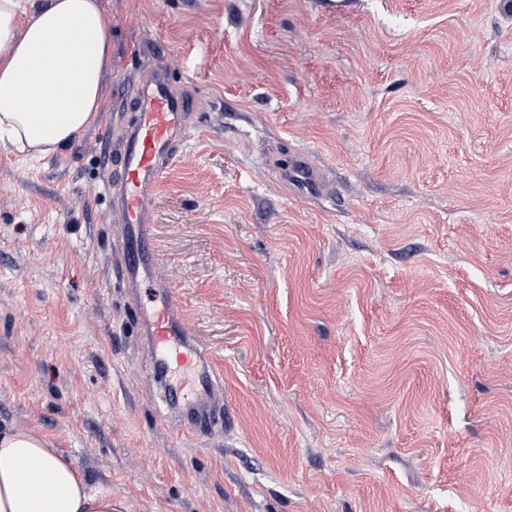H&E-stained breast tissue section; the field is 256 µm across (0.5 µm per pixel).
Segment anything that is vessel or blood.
<instances>
[{"label": "vessel or blood", "instance_id": "vessel-or-blood-1", "mask_svg": "<svg viewBox=\"0 0 512 512\" xmlns=\"http://www.w3.org/2000/svg\"><path fill=\"white\" fill-rule=\"evenodd\" d=\"M126 103L137 117L109 144L103 180L120 219L114 246L119 277L158 386L160 417L182 432L205 436L223 420V382L192 337L173 290L154 277L158 258L151 246L155 199L191 129L192 103L164 65L133 86ZM290 169L303 188L320 193L321 177L304 158L293 159Z\"/></svg>", "mask_w": 512, "mask_h": 512}]
</instances>
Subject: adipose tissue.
I'll return each instance as SVG.
<instances>
[{"label": "adipose tissue", "instance_id": "obj_1", "mask_svg": "<svg viewBox=\"0 0 512 512\" xmlns=\"http://www.w3.org/2000/svg\"><path fill=\"white\" fill-rule=\"evenodd\" d=\"M112 20L100 0H0V141L44 158L102 107ZM0 512H112L46 436L0 425Z\"/></svg>", "mask_w": 512, "mask_h": 512}]
</instances>
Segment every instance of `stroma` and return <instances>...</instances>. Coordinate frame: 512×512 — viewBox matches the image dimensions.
Instances as JSON below:
<instances>
[{
    "mask_svg": "<svg viewBox=\"0 0 512 512\" xmlns=\"http://www.w3.org/2000/svg\"><path fill=\"white\" fill-rule=\"evenodd\" d=\"M102 5L95 124L0 143V423L112 512H512V0ZM161 62L195 120L154 249L224 382L204 438L158 417L99 197L116 90ZM289 166L293 176L297 179L296 181L300 183L303 188L314 194L321 192V177L317 171L309 166L304 158L297 157L293 159Z\"/></svg>",
    "mask_w": 512,
    "mask_h": 512,
    "instance_id": "obj_1",
    "label": "stroma"
}]
</instances>
